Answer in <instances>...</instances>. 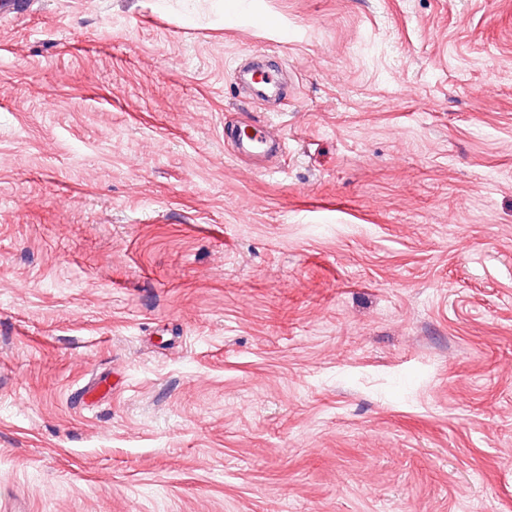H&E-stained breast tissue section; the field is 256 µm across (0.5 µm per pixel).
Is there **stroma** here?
Listing matches in <instances>:
<instances>
[{"mask_svg":"<svg viewBox=\"0 0 512 512\" xmlns=\"http://www.w3.org/2000/svg\"><path fill=\"white\" fill-rule=\"evenodd\" d=\"M231 8L0 16V512H512V0ZM246 127H252L247 131ZM274 136V128L271 124H251L241 129L238 136L230 144L236 155L250 156L259 153L268 139Z\"/></svg>","mask_w":512,"mask_h":512,"instance_id":"stroma-1","label":"stroma"}]
</instances>
